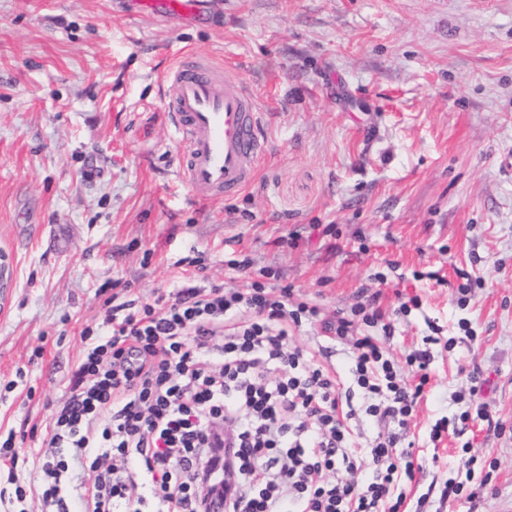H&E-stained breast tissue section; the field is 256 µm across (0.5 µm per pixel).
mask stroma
Returning a JSON list of instances; mask_svg holds the SVG:
<instances>
[{
    "label": "stroma",
    "mask_w": 512,
    "mask_h": 512,
    "mask_svg": "<svg viewBox=\"0 0 512 512\" xmlns=\"http://www.w3.org/2000/svg\"><path fill=\"white\" fill-rule=\"evenodd\" d=\"M171 23L134 0H0V435L25 481L66 397L81 330L112 282L154 301L200 252L279 274L326 317L363 293L417 298L397 359L432 346L408 420L419 493L473 460L478 505L512 504V0H210ZM193 51L254 91L270 152L237 197L202 205L176 177L162 77ZM297 238L289 246L288 238ZM469 290L458 304L460 287ZM478 395H471L472 386ZM481 410L460 436L441 417Z\"/></svg>",
    "instance_id": "1"
}]
</instances>
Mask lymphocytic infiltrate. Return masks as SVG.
I'll return each instance as SVG.
<instances>
[{"label": "lymphocytic infiltrate", "instance_id": "1", "mask_svg": "<svg viewBox=\"0 0 512 512\" xmlns=\"http://www.w3.org/2000/svg\"><path fill=\"white\" fill-rule=\"evenodd\" d=\"M258 271L229 291L183 277L161 305L113 293L32 451L43 512H400L423 468L405 440L430 351L395 361L380 293L325 319ZM316 322L327 344H293L290 329ZM332 341L356 392L326 363ZM359 413L376 431L363 444L348 425Z\"/></svg>", "mask_w": 512, "mask_h": 512}]
</instances>
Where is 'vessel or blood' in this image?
I'll return each instance as SVG.
<instances>
[{"instance_id":"1","label":"vessel or blood","mask_w":512,"mask_h":512,"mask_svg":"<svg viewBox=\"0 0 512 512\" xmlns=\"http://www.w3.org/2000/svg\"><path fill=\"white\" fill-rule=\"evenodd\" d=\"M199 3L145 0L143 7L180 22L195 16ZM166 79L174 88L167 112L181 149L178 178L202 202L239 195L268 154L256 97L234 70L198 53H180Z\"/></svg>"}]
</instances>
